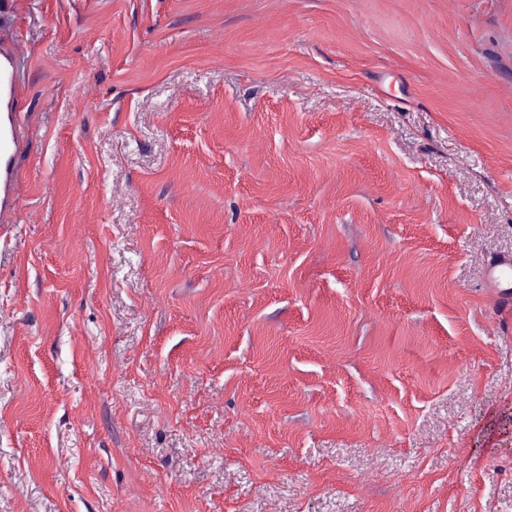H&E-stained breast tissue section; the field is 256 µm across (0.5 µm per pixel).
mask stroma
Returning a JSON list of instances; mask_svg holds the SVG:
<instances>
[{
    "label": "stroma",
    "instance_id": "35a3bbf8",
    "mask_svg": "<svg viewBox=\"0 0 512 512\" xmlns=\"http://www.w3.org/2000/svg\"><path fill=\"white\" fill-rule=\"evenodd\" d=\"M0 512H512V0H14ZM22 51L13 39L0 36V227L17 223L18 160L27 147L29 113L22 112ZM512 271V256H503L498 258L489 267V276L494 288H498L497 294H500L502 298H506L509 288L503 285V277Z\"/></svg>",
    "mask_w": 512,
    "mask_h": 512
}]
</instances>
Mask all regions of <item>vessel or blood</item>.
<instances>
[{"instance_id": "b4317fda", "label": "vessel or blood", "mask_w": 512, "mask_h": 512, "mask_svg": "<svg viewBox=\"0 0 512 512\" xmlns=\"http://www.w3.org/2000/svg\"><path fill=\"white\" fill-rule=\"evenodd\" d=\"M22 51L0 36V227L16 223L19 213L18 160L27 147L28 113L22 112Z\"/></svg>"}]
</instances>
